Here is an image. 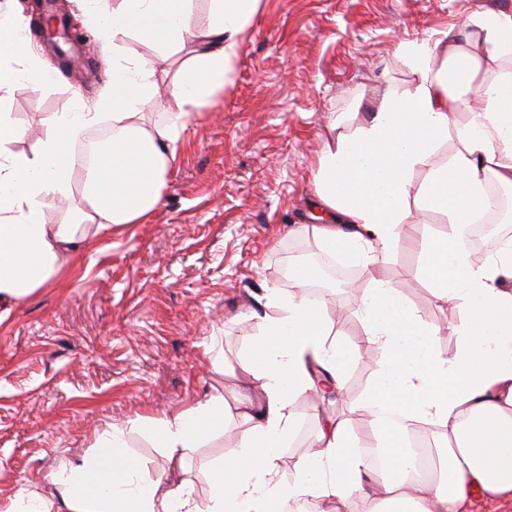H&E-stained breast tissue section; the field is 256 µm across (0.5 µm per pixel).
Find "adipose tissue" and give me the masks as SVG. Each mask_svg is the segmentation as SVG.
Instances as JSON below:
<instances>
[{"label": "adipose tissue", "mask_w": 512, "mask_h": 512, "mask_svg": "<svg viewBox=\"0 0 512 512\" xmlns=\"http://www.w3.org/2000/svg\"><path fill=\"white\" fill-rule=\"evenodd\" d=\"M207 2L200 22L190 0H86L84 15L112 53V81L96 110L58 118L33 154L12 151L20 130L0 114V307L11 308L65 273L73 254L100 233L142 223L161 204L186 120L223 94L262 0ZM27 31L18 14L0 26V54H20L17 68L0 66L1 92L19 74L35 88L46 83L41 56L23 39ZM135 36L157 45L162 59L183 57L166 87L161 123L143 112L156 68L129 54L126 41ZM399 57L413 76L409 87L384 91L352 132L326 128L314 228L329 249L371 270L399 247L401 227L411 218L409 198L417 199L418 210L441 212L448 221L421 272L459 310L452 356L436 348L440 327L422 322L397 288L375 281L361 301L383 364L355 408L369 415L391 473L374 470L343 419L326 420L316 450L291 474L281 473L279 453L293 426V404L319 390L308 361L338 387L353 353L330 341L324 304L270 288L259 333L240 365L259 386L261 401L241 398L232 412L218 393L161 419L154 430L177 474L186 449L237 414L244 425L238 444L213 469L205 498H197L186 480L162 488L124 452V430L114 426L93 460L56 473L52 492L24 490L0 512H50L56 503L66 512H273L279 503L302 500L341 512L354 497L365 512H464L475 490L512 492V237L479 264L454 243L463 225L490 211L489 181L512 186V15L476 13L451 38L404 45ZM460 107L467 119L456 125L452 116ZM105 113L112 118L111 138L93 158L74 152ZM450 134L455 150L446 162H435ZM423 168L426 179L415 183ZM75 190L82 203L70 222L45 223L42 199ZM422 425L448 441L437 451L448 480L405 476V438Z\"/></svg>", "instance_id": "obj_1"}]
</instances>
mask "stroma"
I'll use <instances>...</instances> for the list:
<instances>
[{
  "mask_svg": "<svg viewBox=\"0 0 512 512\" xmlns=\"http://www.w3.org/2000/svg\"><path fill=\"white\" fill-rule=\"evenodd\" d=\"M67 11L82 35L73 50L82 63L59 67L38 43L56 76L39 89L22 80L12 86L0 108L29 129L13 151H36L59 115L93 109L112 80L96 28L82 22L77 0H67ZM478 11L512 14V0H263L228 87L187 120L162 204L143 223L97 236L67 273L0 320V505L29 487L50 491L55 471L95 455L114 425L126 430L127 454L167 478L151 422L216 393L236 406L249 391L245 378L206 367L207 351L237 365L257 333L249 313L260 289L297 291L282 274L289 248L325 251L311 207L322 131L333 120L352 131L359 107L408 86L399 42L453 35ZM446 229L442 214L426 212L405 225V245L376 273L358 270V292L333 290L349 311L334 330L355 356L342 394L296 400L282 474L316 443L319 419L347 420L355 442L373 440L368 416L350 410L381 365L359 307L373 279L444 328L438 349L453 354L458 312L418 275L425 248ZM235 445L221 432L187 451L183 477L198 497Z\"/></svg>",
  "mask_w": 512,
  "mask_h": 512,
  "instance_id": "1",
  "label": "stroma"
}]
</instances>
